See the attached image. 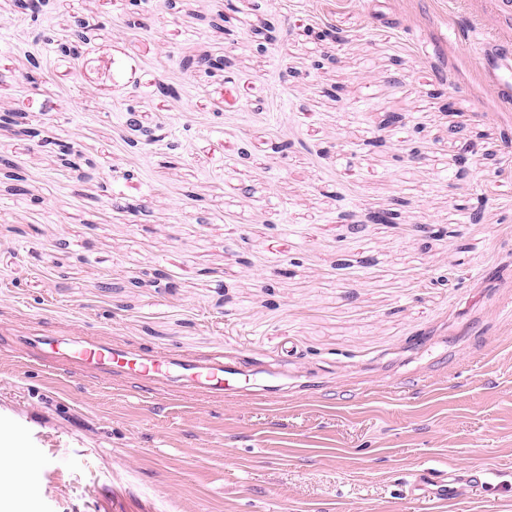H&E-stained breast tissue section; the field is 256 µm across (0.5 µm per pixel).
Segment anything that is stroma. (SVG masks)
Wrapping results in <instances>:
<instances>
[{
  "mask_svg": "<svg viewBox=\"0 0 512 512\" xmlns=\"http://www.w3.org/2000/svg\"><path fill=\"white\" fill-rule=\"evenodd\" d=\"M128 7L49 0L31 22L0 0V115L41 114L97 172L0 122L29 188L0 180V447L52 461L0 512H422L404 483L428 468L458 489L445 512H512V103L468 43L476 25L512 40V16L495 0H142L133 29ZM81 20L107 34L75 59L59 47ZM321 23L343 43L307 40ZM188 55L224 67L188 74ZM117 60L133 81L104 78ZM132 106L161 141L136 140ZM453 120L481 146L463 173ZM374 209L400 217L352 233ZM36 330L220 355L248 379L220 402L141 401L119 376L47 372L20 342ZM256 380L284 392L260 400Z\"/></svg>",
  "mask_w": 512,
  "mask_h": 512,
  "instance_id": "obj_1",
  "label": "stroma"
}]
</instances>
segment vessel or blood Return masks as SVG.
Wrapping results in <instances>:
<instances>
[{"label":"vessel or blood","instance_id":"b4317fda","mask_svg":"<svg viewBox=\"0 0 512 512\" xmlns=\"http://www.w3.org/2000/svg\"><path fill=\"white\" fill-rule=\"evenodd\" d=\"M471 47L486 65L492 85L503 90L511 88L512 52L505 51L500 40L481 28L473 30ZM36 342L47 349H64L75 364L93 366L106 372L123 371L125 377L132 380L134 388L131 395L137 399L142 398L146 383L156 382L162 377L172 379L174 384L187 392L220 397L241 376L236 365L224 362L220 357L203 362L161 356L140 358L116 347L87 342L78 336L62 341L45 335L37 337ZM413 488L419 491L421 502L425 505L435 499L450 498L455 492L447 473L443 471L432 478L418 477Z\"/></svg>","mask_w":512,"mask_h":512}]
</instances>
